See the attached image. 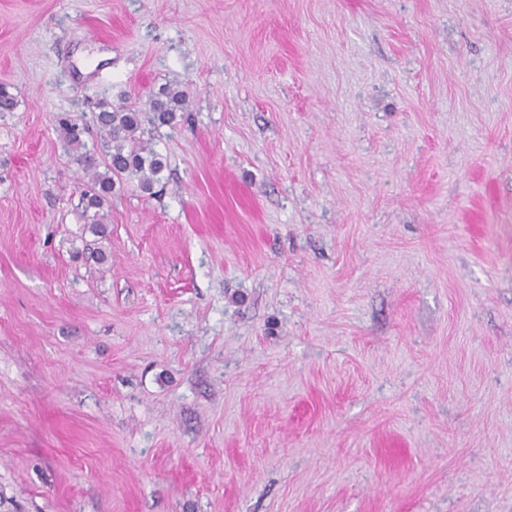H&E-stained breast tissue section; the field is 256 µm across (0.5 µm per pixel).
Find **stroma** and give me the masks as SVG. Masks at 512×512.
Instances as JSON below:
<instances>
[{
    "instance_id": "stroma-1",
    "label": "stroma",
    "mask_w": 512,
    "mask_h": 512,
    "mask_svg": "<svg viewBox=\"0 0 512 512\" xmlns=\"http://www.w3.org/2000/svg\"><path fill=\"white\" fill-rule=\"evenodd\" d=\"M189 94L85 260L56 117ZM0 512H512V0H0Z\"/></svg>"
}]
</instances>
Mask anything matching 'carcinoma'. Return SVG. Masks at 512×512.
Wrapping results in <instances>:
<instances>
[{"label":"carcinoma","mask_w":512,"mask_h":512,"mask_svg":"<svg viewBox=\"0 0 512 512\" xmlns=\"http://www.w3.org/2000/svg\"><path fill=\"white\" fill-rule=\"evenodd\" d=\"M187 106L185 90L171 85L151 93L143 107L102 99L94 115L100 147L92 149L84 140V125L68 115L59 118L65 146L83 173L82 217L94 236H106L104 205L116 187L135 181L141 192L150 194L166 167V159L143 139L144 122L170 123Z\"/></svg>","instance_id":"carcinoma-1"}]
</instances>
